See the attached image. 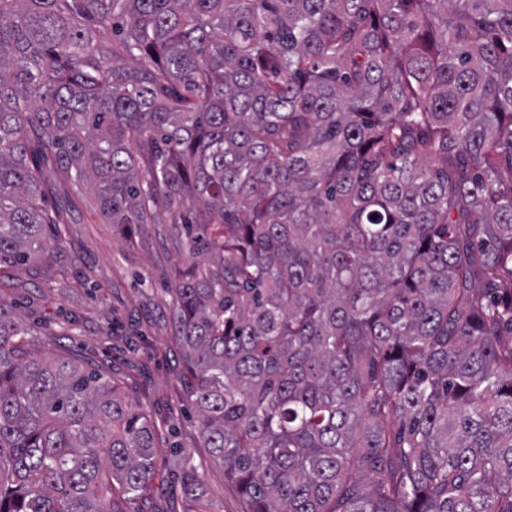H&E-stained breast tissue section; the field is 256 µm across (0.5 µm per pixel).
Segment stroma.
I'll use <instances>...</instances> for the list:
<instances>
[{
    "label": "stroma",
    "mask_w": 512,
    "mask_h": 512,
    "mask_svg": "<svg viewBox=\"0 0 512 512\" xmlns=\"http://www.w3.org/2000/svg\"><path fill=\"white\" fill-rule=\"evenodd\" d=\"M80 213L50 258L0 268V297L36 323L39 356L65 355L96 369L158 426L155 488L139 512H186L174 466L185 453L203 465L205 498L214 512H245L238 489L203 448L182 395V348L169 314L173 246L152 231L129 243L88 208Z\"/></svg>",
    "instance_id": "stroma-1"
}]
</instances>
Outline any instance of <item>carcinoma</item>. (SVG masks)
Segmentation results:
<instances>
[{
  "mask_svg": "<svg viewBox=\"0 0 512 512\" xmlns=\"http://www.w3.org/2000/svg\"><path fill=\"white\" fill-rule=\"evenodd\" d=\"M73 194L168 224L245 512H512V0H0V264ZM34 332L0 298V512H136L153 423Z\"/></svg>",
  "mask_w": 512,
  "mask_h": 512,
  "instance_id": "1",
  "label": "carcinoma"
}]
</instances>
